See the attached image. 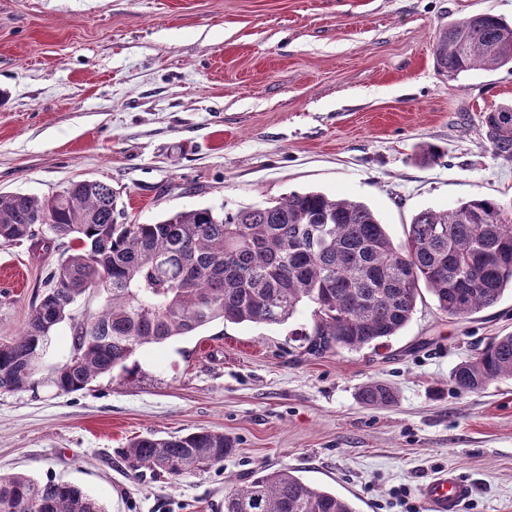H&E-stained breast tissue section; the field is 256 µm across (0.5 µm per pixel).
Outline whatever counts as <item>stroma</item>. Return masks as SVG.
<instances>
[{
	"label": "stroma",
	"mask_w": 512,
	"mask_h": 512,
	"mask_svg": "<svg viewBox=\"0 0 512 512\" xmlns=\"http://www.w3.org/2000/svg\"><path fill=\"white\" fill-rule=\"evenodd\" d=\"M512 0H0V192L111 185L127 221L234 212L318 190L366 203L395 243L420 210L512 201V158L481 116L512 107V69L448 79L433 51L449 23ZM436 146L431 162L423 145ZM64 250L0 245V340L17 336ZM89 294L52 331L73 352ZM300 308L280 326L216 322L145 346L90 389L0 393V473L80 487L106 512H224L229 481L296 468L358 512H423L421 486L453 469L462 512H512V378L462 393L458 363L512 333V293L453 317L423 295L378 347L307 353ZM379 381L394 405L372 408ZM202 429L234 439L223 466L133 476L118 448ZM361 402L370 407H388L395 403L396 395L387 385L380 382H369L360 391Z\"/></svg>",
	"instance_id": "1"
}]
</instances>
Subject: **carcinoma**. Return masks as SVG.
<instances>
[{"instance_id":"1","label":"carcinoma","mask_w":512,"mask_h":512,"mask_svg":"<svg viewBox=\"0 0 512 512\" xmlns=\"http://www.w3.org/2000/svg\"><path fill=\"white\" fill-rule=\"evenodd\" d=\"M438 70L455 79L471 70L512 68V24L477 14L448 26L434 50ZM494 152L512 158V120L482 115ZM39 224L71 252L57 264L21 335L0 341V392L40 382L60 393L88 389L146 345L193 336L220 320L283 325L310 309L308 353L360 350L397 335L411 320L420 286L440 311L465 317L489 308L512 290V220L501 203L470 199L450 210L425 209L396 244L360 201L318 191L224 212L201 208L154 224L118 221L112 187L71 182L47 197L0 193V243L49 247ZM103 296L92 320L75 325L73 353L47 364L50 333L73 319L72 306L88 291ZM512 377V334L493 337L460 362L451 381L475 392ZM361 402L388 407L396 395L369 382ZM222 432L202 430L132 439L116 450L128 470L173 480L221 467L235 452ZM0 512H106L80 487L24 474H0ZM224 512H356L336 492L304 481L291 468L258 472L224 494Z\"/></svg>"}]
</instances>
